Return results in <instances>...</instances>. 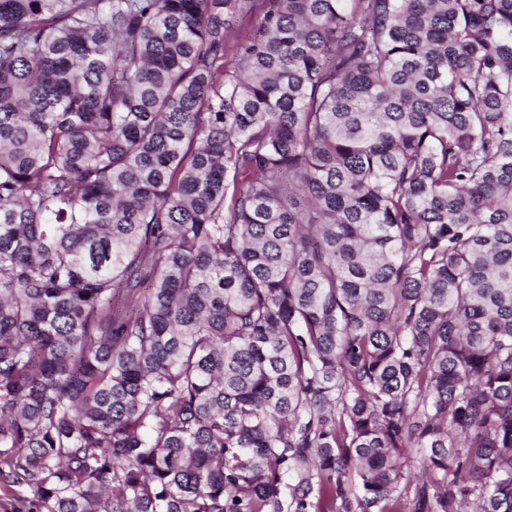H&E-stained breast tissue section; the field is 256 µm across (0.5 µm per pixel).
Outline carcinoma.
Returning <instances> with one entry per match:
<instances>
[{
    "label": "carcinoma",
    "instance_id": "cac0c4a2",
    "mask_svg": "<svg viewBox=\"0 0 512 512\" xmlns=\"http://www.w3.org/2000/svg\"><path fill=\"white\" fill-rule=\"evenodd\" d=\"M0 512H512V0H0Z\"/></svg>",
    "mask_w": 512,
    "mask_h": 512
}]
</instances>
